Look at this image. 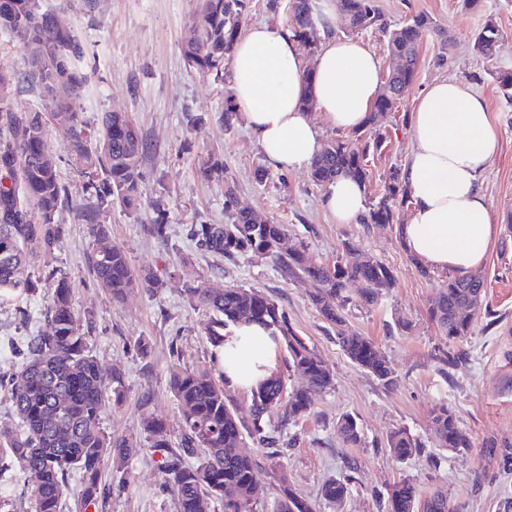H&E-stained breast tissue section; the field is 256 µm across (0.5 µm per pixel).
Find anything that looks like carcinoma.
I'll return each instance as SVG.
<instances>
[{
  "mask_svg": "<svg viewBox=\"0 0 512 512\" xmlns=\"http://www.w3.org/2000/svg\"><path fill=\"white\" fill-rule=\"evenodd\" d=\"M244 8L245 0H199L196 36L183 51L189 67L223 73L224 62L240 37ZM291 12L292 35L299 46L311 52L318 49V21L311 0H293ZM338 21L345 34L370 28L381 31L387 37L389 53L402 60V68L389 86L382 87L364 129L339 134L322 144L311 166V179L321 186L340 173L366 183L368 156L381 147V139L372 129L386 111L398 108L402 92L415 75L418 46L433 29L431 19L421 14L399 27H390L376 0H338ZM0 28L11 31L26 49L30 82L43 95H48L54 84L71 94L85 85L86 76L76 64L81 54L77 36L73 29L60 27L55 16L40 12L38 0H0ZM499 42V30L487 22L475 35L473 49L491 57ZM13 83V74L1 70L0 296L34 292L41 281H47L49 329L11 345L16 369L9 378L0 377V387L7 389L22 428L14 435L0 436V445L10 449L19 476L32 480L34 512H60L66 477L74 470L81 475L80 503L85 510L97 502L105 460L111 457L117 462L121 488L126 484L123 473L128 461L141 449L110 436L103 427L106 407L111 401L120 403L123 390L121 375L106 378L88 347L93 315L78 314L66 276L53 269L41 278L30 268L31 246H38L47 257L59 247L62 226L57 215L68 195L59 179L56 156L47 146L42 113L15 110L7 103ZM55 108L68 116L61 142L85 178L84 194L95 200L98 208L116 200L131 212L138 210L143 197L140 166L147 144L127 114L107 113L93 143L84 123L72 111L70 97L57 101ZM199 174L205 180L224 181V206L234 211V219L229 224L195 225L197 244L229 262L253 257L268 260L284 276L309 281L313 285L312 302L324 320L336 328V338L347 357L383 385H394V370L379 347L367 337L343 329L349 304L347 286L358 284L362 301L373 304L392 288L390 270L349 242L344 243L335 263L312 262L303 246L289 242L285 225L262 222L250 211L235 209L237 183L221 162L211 157L200 160ZM405 203L400 171L395 169L382 195L369 204L363 223L392 224ZM84 217L91 237L89 267L113 301L124 300L136 288L153 292L162 287L156 275L131 271L126 254L112 245L108 225L97 223L94 212L87 210ZM483 288L478 276L448 277V287L440 289L429 304V317L442 336L454 341L473 334ZM184 293L192 305L213 313L204 328L213 347L223 345L224 336L238 323L261 322L282 338L288 352V372L304 380V385L290 389L279 373L260 384L251 391L250 419L246 420L227 394L224 373L217 374L210 366L178 365L168 381L182 416L178 446H173L164 420L142 414L148 448L162 456L161 489L173 497L176 512H210L215 499L224 503V512H252L260 486L259 466L240 451L244 439L249 437L266 448L280 447V437L265 417L276 413L284 426L307 416L313 396L331 389L334 377L317 352L293 331L286 311L264 292L241 286L213 292L189 284ZM429 421L439 447H474L447 405L435 406ZM336 435L345 445L362 441L356 418L349 413L337 420ZM387 447L395 461L403 464L420 454L423 445L406 429L398 428L388 436ZM189 458L195 462L187 463ZM273 481L278 489L274 512H315L284 475L273 476ZM351 481L350 476L327 480L320 488V497L329 503L344 501ZM387 512H450V508L446 494L437 492L424 499L417 486L404 479L390 488Z\"/></svg>",
  "mask_w": 512,
  "mask_h": 512,
  "instance_id": "carcinoma-1",
  "label": "carcinoma"
}]
</instances>
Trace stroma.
<instances>
[{
    "label": "stroma",
    "instance_id": "stroma-1",
    "mask_svg": "<svg viewBox=\"0 0 512 512\" xmlns=\"http://www.w3.org/2000/svg\"><path fill=\"white\" fill-rule=\"evenodd\" d=\"M385 20L403 24L417 14L432 19L434 28L419 47V62L411 84L401 95L397 111L377 129L380 151L370 155L371 195L382 193L389 172L402 168L410 148L407 117L418 94L434 80L448 77L469 84L486 101L497 137L495 155L483 174L497 239L479 269L484 279L482 305L496 316L495 324L479 318L472 336L454 343L440 335L428 316L431 299L448 285V271L424 276L405 251L397 224H338L322 207V186L309 173L268 168L243 122L224 126L229 75L202 74L189 68L183 49L193 36L197 0H40L43 11H64L82 47L78 60L88 80L74 102L90 135H97L108 112L129 115L147 143L141 162L144 201L134 212L119 203L101 207L100 223L108 225L112 241L128 256L134 273H153L164 288L151 294L137 289L124 302H113L99 287L89 268L88 223L79 209L89 206L84 179L60 142L63 116L50 98L25 82L28 55L14 35L0 29V68L20 75L10 102L19 110L44 113L46 137L57 157L60 179L74 206L59 221L63 241L52 258L32 249L34 271L45 267L65 273L79 311L91 312L95 327L89 344L104 374L119 372L125 399L104 415L106 431L140 447L131 460L129 481L115 490L117 476L105 467L102 495L96 512H175L171 498L161 492L160 455L146 449L140 429L143 412L180 434V412L168 388L169 369L181 364H210L212 347L203 328L210 315L190 305L183 283L221 291L229 286L256 288L274 298L288 313L298 336L313 348L334 374L331 389L317 395L310 416L285 425L288 444L277 462L290 484L309 498L316 512H386L387 491L402 479L412 480L422 495L442 489L457 512H512V102L499 88L501 73H512V0H481L477 8L463 0H377ZM493 21L501 33V47L490 58L472 49L474 34ZM218 158L237 181L238 205L273 224L288 228L313 261L338 260L345 241H352L389 268L393 287L376 304L363 305L357 285H349L345 310L347 330L372 339L397 376L386 387L352 363L336 342V331L313 305L312 285L287 279L271 262L242 258L226 261L200 249L191 235L196 224H227L224 183L203 180L198 160ZM268 176L257 181L256 172ZM161 207H154V200ZM163 220L166 240L150 232ZM185 257L184 271L174 269ZM45 290L0 299V375L15 370L11 344L36 330L47 329ZM410 321L399 330L398 319ZM151 345L148 356L134 348L138 338ZM463 351L458 366L441 373L439 349ZM148 408H141L143 393ZM448 405L459 425L474 441L473 448L438 447L429 426L432 408ZM352 414L362 431L356 446H344L336 436V421ZM407 428L424 448L410 461L397 463L386 446L388 434ZM493 450H486V443ZM356 461L348 471V461ZM352 475V491L342 504L322 500L321 485ZM0 512H32L30 485L20 478L8 449L0 447Z\"/></svg>",
    "mask_w": 512,
    "mask_h": 512
}]
</instances>
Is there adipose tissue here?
I'll use <instances>...</instances> for the list:
<instances>
[{
    "label": "adipose tissue",
    "mask_w": 512,
    "mask_h": 512,
    "mask_svg": "<svg viewBox=\"0 0 512 512\" xmlns=\"http://www.w3.org/2000/svg\"><path fill=\"white\" fill-rule=\"evenodd\" d=\"M312 85H305L306 69ZM232 96L272 168L308 169L322 147V130L302 110L311 94L330 127L362 128L380 89V62L359 40L325 36L314 66H306L290 32L251 26L229 60ZM412 146L401 173L411 215L400 227L405 250L420 263L461 275L476 272L493 246L482 175L497 133L485 100L455 79L433 82L409 117ZM322 204L336 223H358L365 188L345 175L327 184ZM278 337L257 323L237 326L215 355L230 387L251 389L276 371Z\"/></svg>",
    "instance_id": "ef3b65f1"
}]
</instances>
